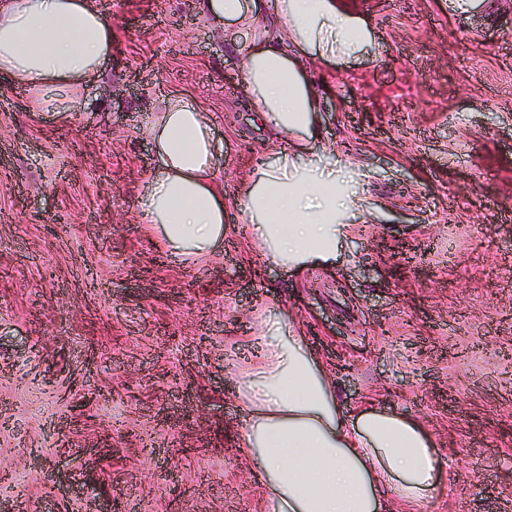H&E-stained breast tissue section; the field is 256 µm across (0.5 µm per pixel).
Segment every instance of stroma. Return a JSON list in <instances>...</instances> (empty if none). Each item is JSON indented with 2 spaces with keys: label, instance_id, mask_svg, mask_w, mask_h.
I'll return each instance as SVG.
<instances>
[{
  "label": "stroma",
  "instance_id": "35a3bbf8",
  "mask_svg": "<svg viewBox=\"0 0 512 512\" xmlns=\"http://www.w3.org/2000/svg\"><path fill=\"white\" fill-rule=\"evenodd\" d=\"M365 52L315 68L318 135L359 205L331 263L252 248L238 205L267 129L196 0H97L101 83L62 113L0 73V512H261L230 351L271 294L345 408L422 421L445 484L412 512H512V0H349ZM180 94L215 118L219 257L183 264L135 206Z\"/></svg>",
  "mask_w": 512,
  "mask_h": 512
}]
</instances>
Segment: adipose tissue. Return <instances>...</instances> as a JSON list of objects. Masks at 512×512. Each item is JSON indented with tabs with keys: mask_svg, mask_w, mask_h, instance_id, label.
<instances>
[{
	"mask_svg": "<svg viewBox=\"0 0 512 512\" xmlns=\"http://www.w3.org/2000/svg\"><path fill=\"white\" fill-rule=\"evenodd\" d=\"M200 14L240 31V90L270 137L245 176L239 205L251 241L303 271L336 256L353 199L314 164L321 94L309 67L365 51L371 28L348 0H198ZM112 21L94 0H0V72L43 109L100 79ZM144 134L155 166L137 200L151 233L184 262L215 256L224 240V190L215 179L214 120L196 100L166 98ZM237 386L245 455L263 512H384L387 497L412 507L437 489L443 458L422 424L373 407L345 413L326 364L279 309L249 339Z\"/></svg>",
	"mask_w": 512,
	"mask_h": 512,
	"instance_id": "obj_1",
	"label": "adipose tissue"
}]
</instances>
